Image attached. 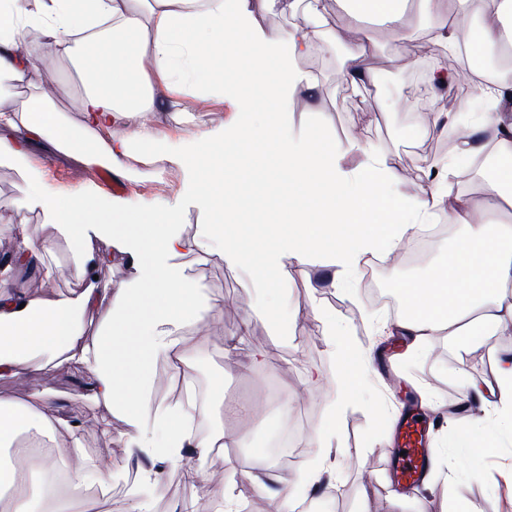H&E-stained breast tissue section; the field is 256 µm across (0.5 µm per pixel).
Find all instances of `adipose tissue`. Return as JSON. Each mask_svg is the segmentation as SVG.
<instances>
[{"mask_svg":"<svg viewBox=\"0 0 512 512\" xmlns=\"http://www.w3.org/2000/svg\"><path fill=\"white\" fill-rule=\"evenodd\" d=\"M280 0H0V75L31 89L22 110L0 107V125L20 132L17 140L0 139V159H9L26 173L19 205L41 209L61 228L69 241L77 278L85 288L75 296L46 301L20 290H0V376L21 378L49 365L80 361L97 378L94 396L109 412L121 413L130 430L131 457L190 464L223 447L224 432L204 434L196 429V405L151 403L155 383L153 366L164 360L173 367L188 361L182 330L186 321L209 324L218 300L193 287L174 259L184 252L216 253L233 265L260 253L268 270L284 261L298 264L320 259L333 268L332 285H348V272L357 270L365 254L377 252L390 259L396 243L422 224L447 214L463 232L452 246L442 274L399 284L408 311L395 329L409 337L412 347L441 333L462 344L476 336L496 335L512 320V225L497 221L503 188L512 187V85H490L478 74L469 82L475 99L488 113L472 118L454 154L476 159L492 154L497 180L480 204L445 190L443 178L454 174L451 164L441 167V181L413 196L400 192L402 177L382 167L375 148L363 149L367 161L356 174L345 172L335 142L311 131L296 136L286 124L261 121L259 105H276L304 89L316 88L317 77L296 67L325 35L348 48L346 74L352 84L366 82L361 67L370 40L359 26L328 33L325 0H308L303 25L282 31L262 28L257 18L271 12ZM352 18L380 21L386 33L399 37L398 54L410 56L412 46L402 41L412 10L429 22L430 44L476 55L495 47H512V0H347ZM42 34L40 47L27 41L29 30ZM244 40L243 53L251 66L250 79L261 85L259 100L245 97L236 79V64L211 63L203 46L231 45ZM73 58L81 73L82 123L73 128L49 105L42 77L35 69L37 49ZM150 68H142L140 58ZM275 62L267 72V62ZM194 89L217 103L232 104L237 120L223 129L203 131L199 140L172 139L163 127L146 124L157 97L177 100ZM234 143L251 154L259 142L272 143L278 169L275 184L284 201L282 221L268 239L245 243L235 224L224 217L222 198L236 193L233 185L215 179L200 181V142ZM46 142L62 151L81 150L86 165L103 167L118 179L128 178L127 158L144 152L162 154L185 173L183 193L204 209L220 213L218 222L202 225L194 238L175 228L176 209L145 202L130 206L121 197L95 193L59 194L48 191L32 161L31 145ZM481 207L486 223L471 221L473 207ZM106 239L113 253L126 256V287L95 280L103 262L93 241ZM110 311L103 317L93 343L82 341L86 312L102 301ZM334 355L341 383L334 406L344 405L358 386V377L346 365L353 349L343 324L331 323ZM464 402L489 401L498 423L512 435V358L500 360L495 386H466ZM67 443L58 446L56 436ZM51 444L52 453L39 463L42 478L28 483V465L10 458L20 437ZM259 475L251 492L268 496L277 512H297L302 495L320 484L319 470L292 484L272 487L261 473L269 469L265 453H257ZM66 470L76 485L104 481L112 475L105 458L87 459L76 425L58 416L51 396L32 392L26 400L0 398V490L11 491L8 512H73L75 502L57 495L50 477Z\"/></svg>","mask_w":512,"mask_h":512,"instance_id":"ef3b65f1","label":"adipose tissue"}]
</instances>
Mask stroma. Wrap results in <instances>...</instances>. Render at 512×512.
Segmentation results:
<instances>
[{"mask_svg":"<svg viewBox=\"0 0 512 512\" xmlns=\"http://www.w3.org/2000/svg\"><path fill=\"white\" fill-rule=\"evenodd\" d=\"M364 33L375 45L363 61L373 83L350 85L345 45L324 40L320 50L326 59L318 88L291 95L287 106L270 107L269 118L286 120L298 136L315 128L335 139L341 164L349 172L365 160L362 152L349 150L350 139L378 147L387 168L402 175L401 191L413 195L429 183L421 174V164L441 136L426 115L404 111L411 89L408 65L396 55L389 35L375 23L365 24ZM57 62L58 88L51 94V103L73 125H80V76L69 57H58ZM229 117V107L188 90L181 95L178 109L157 103L147 120L161 124L173 137L194 139L204 130L223 128ZM36 154L46 182L60 193L98 192L133 202L175 204L177 229L187 238L196 235L200 225L217 219L215 212L183 199L182 171L161 157L130 161L131 178L116 181L106 169L86 166L80 154L47 145L38 147ZM218 164L225 182H239L253 190L244 200L225 197L226 210L244 214L241 228L247 237H266L270 225L280 220V204L271 195L266 166L228 148L219 158L206 155L202 175H210ZM23 183L18 166L1 159L0 226L17 224L32 241H53L52 262L58 273L48 280L39 266L8 265L23 235L0 233V289L23 288L45 298L77 295L84 283L71 270L73 258L59 227L41 210L14 204ZM448 245V238H438L430 259L419 267L385 261L376 254L365 257L363 263L372 269L384 295L393 297L396 282L442 271ZM177 263L189 279L221 302L212 324H187L184 334L192 357L187 370L201 393L198 405L208 413L210 426L223 429L226 446L204 459L196 476L166 462L155 463L159 480L151 495V512H198L199 503L219 501L232 466L237 469V482L246 484L239 460L264 448L270 436L285 429L290 416L299 417V430L306 437L324 432L328 439L326 447L304 448L294 469L282 472V479L296 478L298 471L321 463L328 467L330 477L323 495L342 497L347 512H454L461 504L468 512H512V446L483 457L485 477L480 480L469 475L468 467L478 455L481 436H474L468 448L452 443L453 436L469 430L481 414L478 405H463V385L496 383L498 356L512 353V323H504L497 335L464 346L450 345L437 334L429 337L424 350L411 352L406 337L378 336L376 325L389 321V311L376 304L362 278L353 279L347 288H334L330 271L320 264L287 263L262 286L256 278L260 270L256 261L234 266L216 254L193 253L179 257ZM272 302L286 316V333L275 339L263 313ZM330 315L347 323L349 341L358 352L357 367L365 372L348 404L334 415L329 412V398L337 367L326 322ZM257 347L264 352L258 366L251 362ZM219 380L224 383L220 393L215 390ZM271 381L284 385L287 411L264 402V387ZM95 384L85 366L69 361L21 379L1 377L0 396L21 400L32 391H47L62 416L80 428L85 453L112 461L114 476L99 497L88 500V512H122L130 491L139 483L141 468L128 457L129 429L122 415L109 413L95 401ZM257 399L263 402L258 412L227 419L220 416L221 401ZM406 405L417 408L430 423L434 466L418 490L403 494L391 487L389 460L400 422L398 413Z\"/></svg>","mask_w":512,"mask_h":512,"instance_id":"35a3bbf8","label":"stroma"}]
</instances>
